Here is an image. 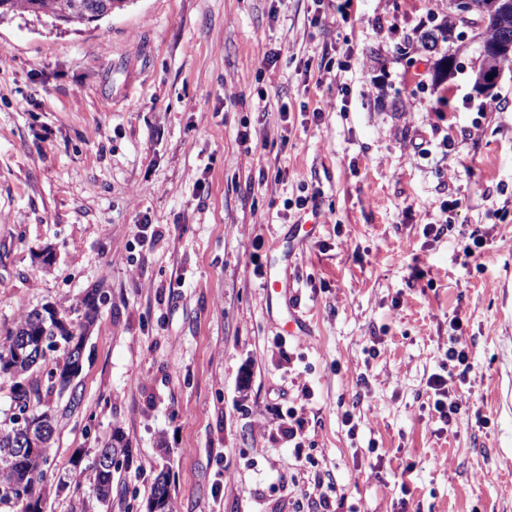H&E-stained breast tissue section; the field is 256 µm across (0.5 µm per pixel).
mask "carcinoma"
Segmentation results:
<instances>
[{
    "label": "carcinoma",
    "instance_id": "1",
    "mask_svg": "<svg viewBox=\"0 0 512 512\" xmlns=\"http://www.w3.org/2000/svg\"><path fill=\"white\" fill-rule=\"evenodd\" d=\"M121 2L123 0H0V14L20 8L36 15L47 14L65 24L94 22L112 14L115 4ZM454 26L455 17L446 15L440 24L422 33L421 47L429 50L438 40L449 39ZM508 64H512V53L483 60L477 83L493 86ZM98 301L97 294L88 295L85 310L73 326L66 323V315L53 308L32 310L7 333L5 340H0V373L15 378V411L0 422V512H43L49 439L39 434V428L48 425L47 435H52L56 415L44 404L40 384L30 381L29 377L35 366L46 361V352L60 351L61 360L50 369L48 379L56 380L62 390L71 386L81 368V364L73 359L72 349L84 342L83 334L76 330H83L93 323ZM125 454L123 436L115 434L93 456L90 465L95 476L93 491L102 503L111 500L114 475ZM150 512H172L170 486L163 472L159 473L152 488Z\"/></svg>",
    "mask_w": 512,
    "mask_h": 512
}]
</instances>
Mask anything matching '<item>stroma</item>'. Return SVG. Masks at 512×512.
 Masks as SVG:
<instances>
[{"label":"stroma","instance_id":"1","mask_svg":"<svg viewBox=\"0 0 512 512\" xmlns=\"http://www.w3.org/2000/svg\"><path fill=\"white\" fill-rule=\"evenodd\" d=\"M447 12L125 0L91 23L0 19V339L104 298L78 408L48 395L49 512H148L163 470L175 512H314L330 489L339 512H512V66L482 112L477 34L418 46ZM303 186L316 201L286 209ZM452 339L474 368L446 427L428 380ZM115 433L103 505L74 462Z\"/></svg>","mask_w":512,"mask_h":512}]
</instances>
